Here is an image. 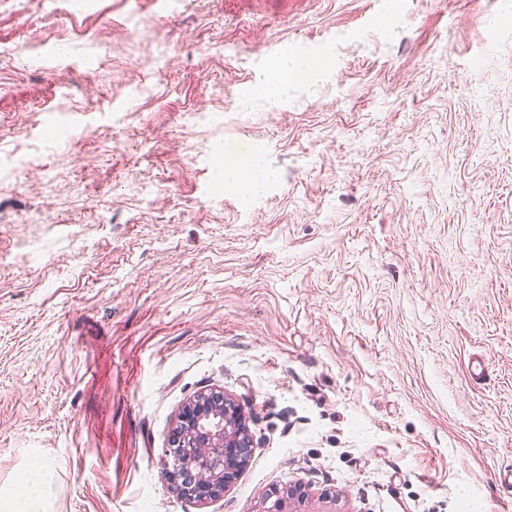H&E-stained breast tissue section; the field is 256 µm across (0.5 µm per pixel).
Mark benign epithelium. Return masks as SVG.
Instances as JSON below:
<instances>
[{"label":"benign epithelium","instance_id":"1","mask_svg":"<svg viewBox=\"0 0 512 512\" xmlns=\"http://www.w3.org/2000/svg\"><path fill=\"white\" fill-rule=\"evenodd\" d=\"M177 449L169 478L192 503L216 499L238 479L247 464L252 436L242 408L222 390H210L186 403L170 440ZM311 493L301 484L288 487V498L274 499L264 512H287L286 503H303Z\"/></svg>","mask_w":512,"mask_h":512}]
</instances>
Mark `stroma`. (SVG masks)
I'll use <instances>...</instances> for the list:
<instances>
[{
  "instance_id": "stroma-1",
  "label": "stroma",
  "mask_w": 512,
  "mask_h": 512,
  "mask_svg": "<svg viewBox=\"0 0 512 512\" xmlns=\"http://www.w3.org/2000/svg\"><path fill=\"white\" fill-rule=\"evenodd\" d=\"M55 2L0 0V497L512 512V0ZM209 389L253 450L197 506ZM170 445L177 448L171 482L190 502L205 503L236 482L253 442L242 408L215 389L181 408Z\"/></svg>"
}]
</instances>
